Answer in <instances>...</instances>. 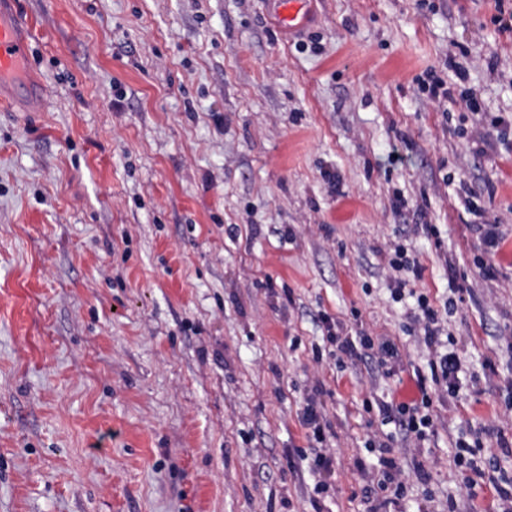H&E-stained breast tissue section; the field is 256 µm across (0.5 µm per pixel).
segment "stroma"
I'll use <instances>...</instances> for the list:
<instances>
[{"label":"stroma","instance_id":"obj_1","mask_svg":"<svg viewBox=\"0 0 512 512\" xmlns=\"http://www.w3.org/2000/svg\"><path fill=\"white\" fill-rule=\"evenodd\" d=\"M267 3L19 0L46 96L0 103V512H369L382 440L401 512H501L454 454L478 430L512 473V0H309L295 35ZM429 69L480 111L429 100ZM420 293L455 303L466 386L417 444L377 403L418 395ZM324 313L391 340L394 375L331 356ZM478 238L485 258H480L477 266L484 277L489 278L496 274L494 264L491 262L492 257L498 252L501 243L499 234V224H479L476 225ZM419 261L417 257L405 258L399 261H391L390 268L394 271V292L392 296L395 300L400 301L405 294L407 285L411 276L418 277ZM301 424L307 433H309V436L321 445L319 447L321 449L319 453L316 454L314 460L315 470L320 475L330 474L334 467V458L327 452L326 446H323L326 445L327 442L326 427L325 424H323L322 418L318 413L313 400H310L304 408L301 417Z\"/></svg>","mask_w":512,"mask_h":512}]
</instances>
